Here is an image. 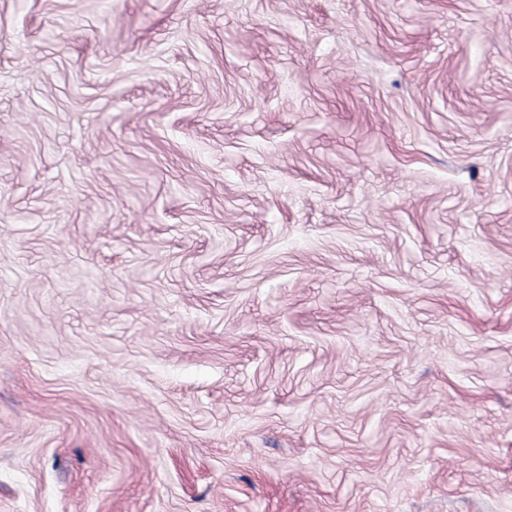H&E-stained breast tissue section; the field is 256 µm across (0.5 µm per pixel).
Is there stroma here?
Listing matches in <instances>:
<instances>
[{
	"instance_id": "1",
	"label": "stroma",
	"mask_w": 512,
	"mask_h": 512,
	"mask_svg": "<svg viewBox=\"0 0 512 512\" xmlns=\"http://www.w3.org/2000/svg\"><path fill=\"white\" fill-rule=\"evenodd\" d=\"M0 512H512V0H0Z\"/></svg>"
}]
</instances>
